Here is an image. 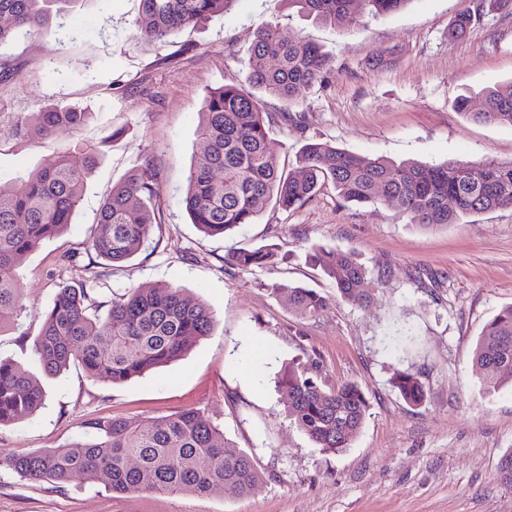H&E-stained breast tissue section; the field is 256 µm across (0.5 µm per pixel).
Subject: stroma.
Here are the masks:
<instances>
[{
    "label": "stroma",
    "mask_w": 512,
    "mask_h": 512,
    "mask_svg": "<svg viewBox=\"0 0 512 512\" xmlns=\"http://www.w3.org/2000/svg\"><path fill=\"white\" fill-rule=\"evenodd\" d=\"M474 6L409 0L334 28L286 0H237L166 43L148 44L134 24L139 0H81L49 32L22 30L0 47L10 69L0 77V191L51 159L81 162L83 146L99 151L67 230L17 270L24 309L18 330L0 334V357L35 369L41 315L59 286L86 277L101 201L148 157L160 175L159 222L133 259L102 269L100 288L121 294L170 284L215 313L211 335L187 354L126 383L95 381L75 366L43 377L41 407L0 429V512H512V487L497 478L501 456L512 451V387H482L472 364L485 323L512 305V208L425 229L396 207L354 206L325 186L299 209L272 204L254 223L210 237L183 205L202 102L246 80L254 35L265 25L315 43L334 67L295 106L263 96L266 112L291 107L306 116L269 127L280 169L294 170L312 137L397 161L512 162V127L473 122L455 108L460 97L512 83V14H488L465 36L448 37L454 17ZM50 106L77 107L89 118L72 133L20 132ZM318 244L356 254L372 278L370 306L337 298L309 258ZM261 245L275 247L274 264L232 266L234 251ZM288 282L316 290L327 307L297 316L273 292ZM287 365L362 387L369 410L350 448L322 453L288 420L273 383ZM401 372L423 383L421 405L394 388ZM186 409L209 415L230 450L254 456L264 476L259 490L118 494L81 477L59 488L34 483L2 465L18 452L82 437L93 418L146 423Z\"/></svg>",
    "instance_id": "1"
}]
</instances>
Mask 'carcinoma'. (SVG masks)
Returning <instances> with one entry per match:
<instances>
[{
    "mask_svg": "<svg viewBox=\"0 0 512 512\" xmlns=\"http://www.w3.org/2000/svg\"><path fill=\"white\" fill-rule=\"evenodd\" d=\"M79 0H0V47L18 30L46 31L53 11ZM237 0H140L135 19L146 43H163L175 33L227 12ZM410 0H288L299 12L332 27L361 11L379 16ZM512 12V0H476L475 11L455 19L448 38L456 39L477 17ZM247 83H230L204 99L197 146L187 178L184 205L192 223L210 236H223L253 223L273 202L285 211L304 205L325 184L346 203L400 208L412 224L429 228L459 224L481 212L512 207V163L457 159L440 163L396 162L340 149L317 138L297 156V171H280L268 149V124L260 94L293 104L298 91L323 82L331 60L315 44L277 28L258 31L249 57ZM456 107L466 118L512 127V83L488 89L480 109L464 96ZM87 119L77 108L48 107L34 117L43 135L75 131ZM98 162L88 148L81 165L57 158L32 172L7 193H0V334L17 326L23 309L15 269L43 241L62 234L82 201L86 178ZM159 172L151 158L112 186L92 225L89 248L96 258L120 263L133 258L150 240L159 195ZM273 246L242 249L232 265L252 271L274 263ZM314 263L335 283L339 296L365 307L374 297L369 273L355 254L318 245ZM99 274L63 285L43 313L33 345L41 372L54 376L72 364L94 380L124 383L184 356L211 333L214 310L183 289L131 288L106 301L95 296ZM289 310L302 318L327 306L324 296L293 284L274 288ZM481 384L512 386V306L486 323L472 355ZM290 420L323 453L350 447L369 409L355 383L330 386L307 369L288 368L275 381ZM393 386L408 403L419 405L425 392L419 379L403 372ZM45 400L41 380L30 370L0 359V428L35 412ZM7 466L20 478L60 485L82 475L114 493L160 492L206 496L220 489L229 495L257 490L263 474L253 455L228 453L224 435L198 410H185L143 425L132 419L91 420L85 436L62 448L21 453Z\"/></svg>",
    "mask_w": 512,
    "mask_h": 512,
    "instance_id": "1",
    "label": "carcinoma"
}]
</instances>
